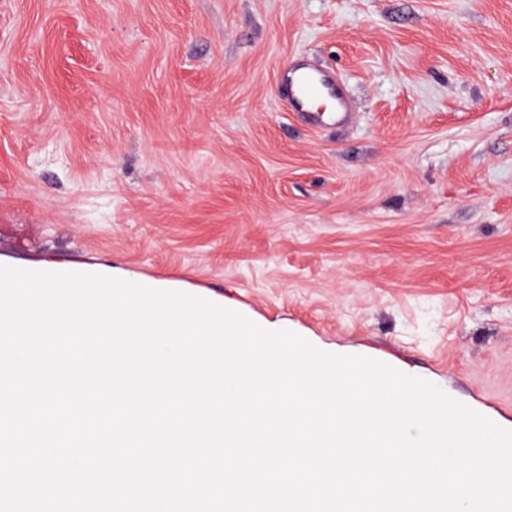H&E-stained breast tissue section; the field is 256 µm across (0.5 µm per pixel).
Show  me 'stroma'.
<instances>
[{"instance_id": "stroma-1", "label": "stroma", "mask_w": 512, "mask_h": 512, "mask_svg": "<svg viewBox=\"0 0 512 512\" xmlns=\"http://www.w3.org/2000/svg\"><path fill=\"white\" fill-rule=\"evenodd\" d=\"M305 58L353 116L278 93ZM108 267L512 429V0H0V263Z\"/></svg>"}]
</instances>
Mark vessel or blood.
<instances>
[{
    "label": "vessel or blood",
    "instance_id": "obj_1",
    "mask_svg": "<svg viewBox=\"0 0 512 512\" xmlns=\"http://www.w3.org/2000/svg\"><path fill=\"white\" fill-rule=\"evenodd\" d=\"M288 89V108L300 113L310 125L321 127L345 123L348 101L336 80L307 64H298L281 75Z\"/></svg>",
    "mask_w": 512,
    "mask_h": 512
}]
</instances>
